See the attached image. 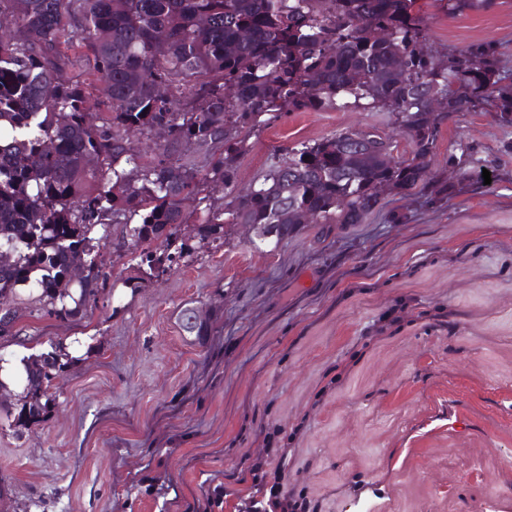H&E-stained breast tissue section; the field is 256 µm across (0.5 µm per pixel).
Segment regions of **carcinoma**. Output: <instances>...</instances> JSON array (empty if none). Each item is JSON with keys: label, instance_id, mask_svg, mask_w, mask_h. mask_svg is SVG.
<instances>
[{"label": "carcinoma", "instance_id": "1", "mask_svg": "<svg viewBox=\"0 0 512 512\" xmlns=\"http://www.w3.org/2000/svg\"><path fill=\"white\" fill-rule=\"evenodd\" d=\"M450 14L496 0H438ZM0 338L29 313L69 322L107 289L101 249L130 251L145 278L201 249L224 246L229 224L279 244L310 224H359L385 196L423 180L441 127L458 112H493L512 125L498 47L474 43L437 59L418 0H0ZM81 65L95 84L74 80ZM346 99L395 114L414 156L399 160L374 132L300 143L263 181L237 189L248 133L283 112L322 111ZM167 131L150 162L128 134ZM213 149L206 173L183 160ZM224 186V203L190 221L185 200ZM102 235L92 237L95 229ZM74 267L83 268L77 282ZM184 330L208 318L181 311ZM62 344L24 364L15 431L44 422Z\"/></svg>", "mask_w": 512, "mask_h": 512}]
</instances>
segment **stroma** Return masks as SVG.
I'll use <instances>...</instances> for the list:
<instances>
[{
  "label": "stroma",
  "mask_w": 512,
  "mask_h": 512,
  "mask_svg": "<svg viewBox=\"0 0 512 512\" xmlns=\"http://www.w3.org/2000/svg\"><path fill=\"white\" fill-rule=\"evenodd\" d=\"M422 6L435 53L496 42L512 82V0ZM371 128L411 158L392 113L286 112L250 137L238 186L298 143ZM426 178L274 250L233 226L160 278L105 252L117 285L82 319L26 316L0 340L8 362L82 348L40 426L0 418V512H206L228 474L223 512H239L274 431L317 512H512V126L455 114ZM188 305L209 313L206 343L181 325Z\"/></svg>",
  "instance_id": "35a3bbf8"
}]
</instances>
